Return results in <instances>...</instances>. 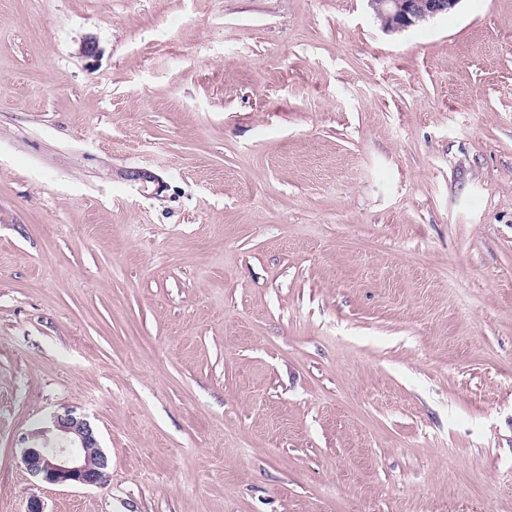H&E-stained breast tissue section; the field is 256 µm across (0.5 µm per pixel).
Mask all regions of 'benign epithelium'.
I'll return each instance as SVG.
<instances>
[{"label":"benign epithelium","instance_id":"obj_1","mask_svg":"<svg viewBox=\"0 0 512 512\" xmlns=\"http://www.w3.org/2000/svg\"><path fill=\"white\" fill-rule=\"evenodd\" d=\"M461 0H368L389 32L408 29L455 9ZM21 462L31 476L59 486H99L107 477L108 458L90 422L72 410L51 416V426L22 437Z\"/></svg>","mask_w":512,"mask_h":512}]
</instances>
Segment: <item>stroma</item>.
Instances as JSON below:
<instances>
[{
  "label": "stroma",
  "instance_id": "stroma-1",
  "mask_svg": "<svg viewBox=\"0 0 512 512\" xmlns=\"http://www.w3.org/2000/svg\"><path fill=\"white\" fill-rule=\"evenodd\" d=\"M67 409L101 486L21 464ZM34 501L512 512V0H0V512ZM461 0H368L374 15L389 32L408 29L454 10Z\"/></svg>",
  "mask_w": 512,
  "mask_h": 512
}]
</instances>
